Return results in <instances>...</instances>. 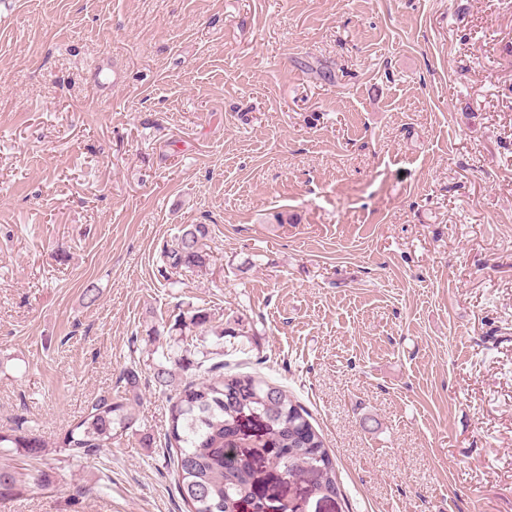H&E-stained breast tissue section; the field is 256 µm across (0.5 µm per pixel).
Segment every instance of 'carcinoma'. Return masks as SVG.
Returning a JSON list of instances; mask_svg holds the SVG:
<instances>
[{
    "label": "carcinoma",
    "instance_id": "obj_1",
    "mask_svg": "<svg viewBox=\"0 0 512 512\" xmlns=\"http://www.w3.org/2000/svg\"><path fill=\"white\" fill-rule=\"evenodd\" d=\"M209 229L205 224H185L161 257L171 269L207 268L210 255L204 249ZM211 316L190 308L179 314L175 329L205 328ZM203 378L186 383L174 396L169 411L166 447L172 454L177 488L186 512H236L237 503L255 496L263 482L249 459L225 460V449L238 431L241 414H256L268 423V430L283 456L273 461L285 479L314 478L318 492L326 498L341 495L336 462L327 450L322 434L310 422L309 412L285 390L252 376L224 373V362L203 355L196 362ZM125 391L96 399L88 411L57 441L71 457H84L133 429L131 400L139 399V374L130 369L123 376ZM0 448L8 455L37 457L41 441L29 434L0 433ZM40 486L36 477L22 480L8 465L0 466V496L21 495Z\"/></svg>",
    "mask_w": 512,
    "mask_h": 512
}]
</instances>
